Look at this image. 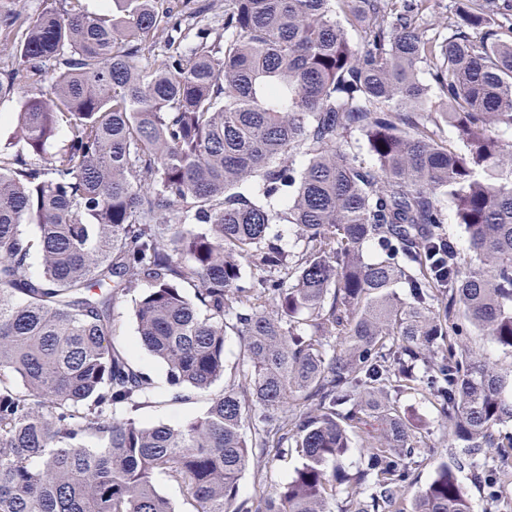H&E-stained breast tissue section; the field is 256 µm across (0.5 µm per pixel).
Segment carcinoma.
Segmentation results:
<instances>
[{"label": "carcinoma", "instance_id": "1", "mask_svg": "<svg viewBox=\"0 0 512 512\" xmlns=\"http://www.w3.org/2000/svg\"><path fill=\"white\" fill-rule=\"evenodd\" d=\"M116 2L44 0L0 72V96L25 92L22 149L0 152V512H179L159 474L189 512H330L338 496L345 512H471L464 464L496 503L512 475L486 460L512 458V435L493 433L512 422V380L463 336L512 350L500 0H456L435 26L430 0H224L220 31L187 50L169 32L185 12L205 20L207 0ZM273 224L296 227L297 260ZM247 263L269 276L245 278ZM129 296L170 401L203 397L201 415L135 418L155 386L114 340ZM230 332L239 380L213 394ZM412 392L467 460L408 501L422 449L397 397ZM354 438L368 451L351 474L336 462ZM289 445L294 475L238 499L242 473Z\"/></svg>", "mask_w": 512, "mask_h": 512}]
</instances>
